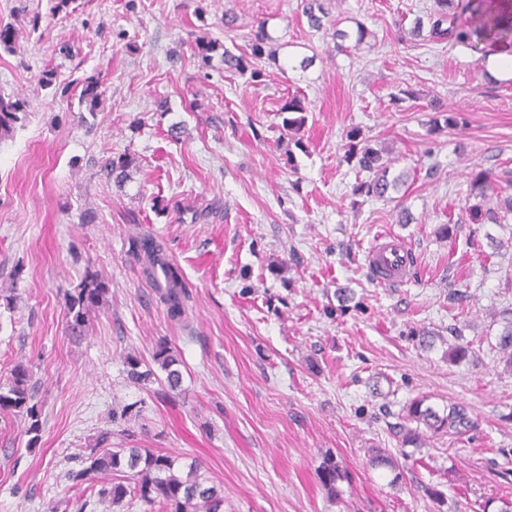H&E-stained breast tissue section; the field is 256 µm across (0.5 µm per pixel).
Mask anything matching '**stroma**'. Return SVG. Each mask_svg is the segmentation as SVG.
<instances>
[{"mask_svg": "<svg viewBox=\"0 0 512 512\" xmlns=\"http://www.w3.org/2000/svg\"><path fill=\"white\" fill-rule=\"evenodd\" d=\"M434 0H334L340 29L363 22L359 50L310 29L300 0H0V89L28 119L0 140V384L33 373L42 431L0 411V512H112L84 502L66 473L81 468L115 408L141 400L139 447L199 461L224 512H500L512 501V368L499 339L512 317V217L476 224L470 184L512 170V75L486 78L480 53L410 40ZM237 17L225 30L224 13ZM47 18L43 34L23 14ZM281 47L264 75L201 72L197 39L246 51L260 20ZM312 58L301 68L303 58ZM61 84L100 75L103 110ZM305 96L303 146L281 141L279 108ZM457 125L429 134L439 113ZM180 124L179 137L169 128ZM360 127L399 176L388 198H354L345 133ZM122 154L123 182L100 167ZM408 210L411 223L398 221ZM458 225L444 238L437 229ZM382 232L416 258L412 279L375 283L366 251ZM162 240L190 292L186 323L151 295L131 236ZM109 292L79 336L64 294L87 273ZM181 354L182 393L126 378L124 359L157 343ZM472 350L450 361L452 345ZM465 405L477 428L426 434L404 448L405 407ZM412 455L404 479L371 467L374 452ZM340 496L321 486L326 456ZM444 492L437 507L426 486Z\"/></svg>", "mask_w": 512, "mask_h": 512, "instance_id": "35a3bbf8", "label": "stroma"}]
</instances>
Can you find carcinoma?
Listing matches in <instances>:
<instances>
[{
  "label": "carcinoma",
  "mask_w": 512,
  "mask_h": 512,
  "mask_svg": "<svg viewBox=\"0 0 512 512\" xmlns=\"http://www.w3.org/2000/svg\"><path fill=\"white\" fill-rule=\"evenodd\" d=\"M490 0H434V7L428 15V22L417 21L411 29V35L420 37L426 42H442L466 44L477 47L487 53L496 47L512 48V12L507 14L500 10L492 11L488 5ZM330 0H302V13L307 18L310 28L322 29L331 22V12L327 7ZM274 38L267 29V21L258 22L251 37L250 53L236 54L217 41L199 39L196 42V54L205 67L211 66L215 54H220L224 71L244 74L257 79L262 75L259 63L267 61L278 64V55L273 48ZM104 90L102 80L98 76H89L83 80L79 103L86 106L90 114H95L103 104ZM309 109L305 98L294 95L281 106L279 116L282 117L281 127L288 132L290 140L301 148L300 137L308 121ZM28 112L26 102L22 99L0 92V140L12 136L17 127L23 126ZM345 158L355 162L359 171L367 173L353 186L355 196L385 199L392 190L398 189L401 177L390 174L391 161L384 158L381 149L372 147L362 137L357 127L350 128L346 134ZM133 163L128 156L110 159L103 164V169L115 179L121 180L126 169ZM512 186V171H505L497 177L490 172H479L471 182V191L483 196L496 184ZM512 214V194L499 198L494 208L485 211L475 209L473 215L479 224H499L504 215ZM129 252L141 265V273L152 285L153 296L162 304L168 317L179 322L186 318L189 290L180 268L172 262L164 243L152 236H139L129 241ZM107 282L96 273H90L74 288V292L65 294L69 320L68 332L73 336L81 335L89 314L106 298ZM499 348L502 359L507 367H512V325L506 327L500 336ZM153 364L130 355L125 360L126 377L137 385L145 387L151 383H159L165 388L164 394L178 395L181 392L182 359L178 351L167 341L159 342L152 355ZM0 410L22 413L29 421L27 433L31 434L29 446L39 440L41 429V408L34 401L32 372L27 366L17 364L10 372L7 387H0ZM143 407L138 403L126 405L119 411L112 412V423L119 424L131 418L142 416ZM406 419L416 423V427L407 428L403 433V441L416 448L421 446L424 427L434 434L462 435L474 428V421L467 409L461 404H451L444 412L426 404L425 398H416L406 406ZM110 433L101 436L100 452L90 457V465L78 470L71 469L67 479L72 486L80 487L90 480L95 473L129 471L128 479L132 483L122 481L100 485L96 490L99 499L109 500L112 506L121 508L127 498L136 499L148 509L160 507V512H222L224 495L215 486L207 485L206 478L200 473V464L189 466L186 475L179 474L176 468L177 459L132 445L128 448H108ZM374 467L387 468L393 473L391 483L403 480V471L391 457L377 452L370 459ZM322 487L331 495H338L340 490L337 482L342 478L340 466L334 458H326L317 472Z\"/></svg>",
  "instance_id": "obj_1"
}]
</instances>
